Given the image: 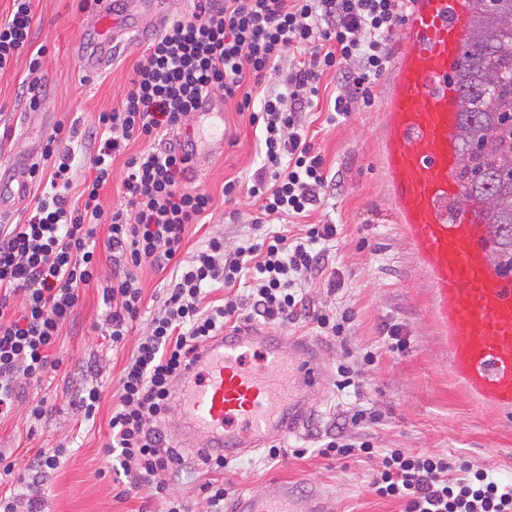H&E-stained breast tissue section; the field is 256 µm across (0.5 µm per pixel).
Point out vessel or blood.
<instances>
[{
    "mask_svg": "<svg viewBox=\"0 0 512 512\" xmlns=\"http://www.w3.org/2000/svg\"><path fill=\"white\" fill-rule=\"evenodd\" d=\"M152 0H99L95 42L79 61L96 73L126 30L152 13ZM468 0H410L384 103L383 159L400 221L427 267L433 311L448 333L453 373L478 402L512 415V280L492 263L491 226L468 202L454 172L460 152L453 75L461 60ZM204 137L183 133L192 168L224 150V102L208 96L194 114ZM322 344L244 323L214 337L175 384L185 434L199 455L227 458L299 433L325 376ZM232 512H328L312 486L292 484L236 494Z\"/></svg>",
    "mask_w": 512,
    "mask_h": 512,
    "instance_id": "vessel-or-blood-1",
    "label": "vessel or blood"
}]
</instances>
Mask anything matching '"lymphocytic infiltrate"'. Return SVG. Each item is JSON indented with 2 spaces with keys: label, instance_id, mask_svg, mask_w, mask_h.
I'll return each instance as SVG.
<instances>
[{
  "label": "lymphocytic infiltrate",
  "instance_id": "1",
  "mask_svg": "<svg viewBox=\"0 0 512 512\" xmlns=\"http://www.w3.org/2000/svg\"><path fill=\"white\" fill-rule=\"evenodd\" d=\"M407 0H194L191 16L173 18L152 36L133 69L131 87L118 109L99 113L83 133L91 144V177L78 197L65 191L73 150L50 134L44 162L30 177L49 184L24 224L0 225V419L8 418L23 382H41L63 362L61 331L71 321L79 289L102 284L111 312L102 332L113 346L124 343L139 319L143 289L138 272L171 269L169 296L124 366L119 402L109 426L107 453L133 484L150 488L163 512H187L171 493L182 456L167 446L158 426L172 405L175 379L209 339L254 319L276 326L309 320L328 335L343 336L345 321L314 310L303 282L335 286L329 266L332 224H310L293 235L286 222L306 217L331 181L324 159L308 142L302 118L316 105L324 74L335 73L341 92L336 114L355 103L371 105V85L388 68L390 42ZM32 0H13L0 20V72L30 41ZM284 71L278 88L253 101L252 88L269 72ZM221 95L249 112L262 131L263 155L248 186L231 180L224 197L239 189L259 204L253 225L259 242L226 248L209 235L186 254L189 226L212 209L209 193L183 186L191 166L188 151L154 143L181 129L200 97ZM146 147L123 163L125 204L105 214L101 194L112 182V165L129 143ZM278 217L275 226L265 218ZM104 244H97L99 226ZM112 254V271L102 276L99 247ZM250 279L246 298L208 302V291L233 288ZM318 456L380 457L369 490L401 502L402 512H512V486L487 468L440 454H413L401 448L377 450L371 441L351 443L327 434Z\"/></svg>",
  "mask_w": 512,
  "mask_h": 512
}]
</instances>
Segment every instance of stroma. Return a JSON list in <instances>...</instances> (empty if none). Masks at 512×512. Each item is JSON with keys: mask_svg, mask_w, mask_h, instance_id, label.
<instances>
[{"mask_svg": "<svg viewBox=\"0 0 512 512\" xmlns=\"http://www.w3.org/2000/svg\"><path fill=\"white\" fill-rule=\"evenodd\" d=\"M191 0H162L159 13L139 29L124 33L103 67L86 77L78 60L81 44L94 31L91 15L79 11L78 0H32V44L44 47L42 105L29 110L22 94L28 54L0 73V166L40 157L46 137L56 128L86 127L97 114L120 105L130 87L133 67L148 39L169 18L187 15ZM388 88L380 77L373 89L371 107L329 120L336 96V80L324 75L320 103L308 125V137L324 158L326 170L335 175L336 187L322 197L309 221L333 224L338 229L332 252L343 287L328 294L325 286L305 289L320 311L347 314L344 337L319 336L313 323L287 326L290 334L321 340L326 348V374L314 395L315 411L299 435L282 439L278 461L251 452L230 459L223 477L242 493L287 481L305 492L320 485L331 512H401L397 501L366 492V481L379 460L351 456L327 460L315 446L332 430L334 416L361 410L360 425H346L351 439L371 440L377 448H404L414 453L444 454L493 469L502 480L512 479V420L496 410L477 405L448 368L444 338L431 311L428 275L403 232L382 162V107ZM260 163L259 142L250 116L237 112L234 103L224 106V153L209 168L188 176L187 186L209 192L213 217L191 225L188 251L199 248L209 233L222 232L228 245L255 239L251 220L253 199L240 193L233 203L224 201V183L245 180ZM143 288L142 315L123 348L113 349L98 330L108 305L96 287L81 289L73 322L62 332L61 369L41 383L22 384L19 404L0 421V452L15 465L13 493L38 499L40 512H157L147 487L130 488L125 476L112 473L104 445L119 375L138 338L167 298L170 271L151 267L139 273ZM399 327L407 347L402 353L389 349L392 327ZM374 362H366L365 353ZM349 365L360 388L336 390L338 365ZM85 385L102 389L104 399L94 419L86 420L73 404L76 390ZM45 402L47 413L34 420L30 409ZM64 446L66 453L56 469L35 473L29 463L42 448ZM304 456H296V449ZM183 462L172 481L175 496L189 512H207L199 493L207 475L198 457L183 450Z\"/></svg>", "mask_w": 512, "mask_h": 512, "instance_id": "1", "label": "stroma"}]
</instances>
